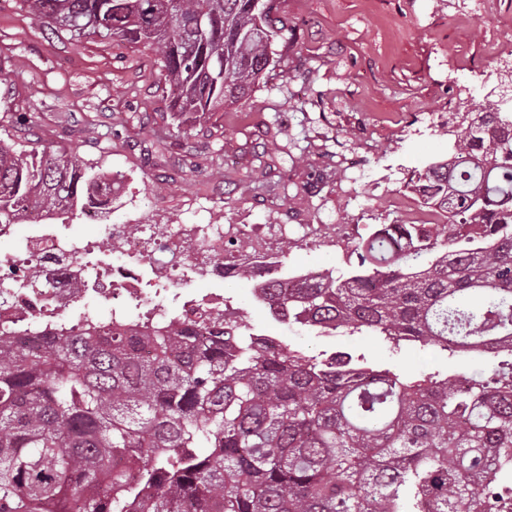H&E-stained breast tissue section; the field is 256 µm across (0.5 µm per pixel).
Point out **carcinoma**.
Returning a JSON list of instances; mask_svg holds the SVG:
<instances>
[{
    "label": "carcinoma",
    "mask_w": 512,
    "mask_h": 512,
    "mask_svg": "<svg viewBox=\"0 0 512 512\" xmlns=\"http://www.w3.org/2000/svg\"><path fill=\"white\" fill-rule=\"evenodd\" d=\"M76 40L143 44L190 128L244 99L288 28L275 0H24ZM410 182L446 223L379 226L346 274L258 282L294 322L456 355L512 356V116L487 112ZM112 213V172L0 138V224ZM149 355L140 354V347ZM405 379L173 317L0 344V512H512V360Z\"/></svg>",
    "instance_id": "1"
}]
</instances>
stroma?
Masks as SVG:
<instances>
[{
    "instance_id": "1",
    "label": "stroma",
    "mask_w": 512,
    "mask_h": 512,
    "mask_svg": "<svg viewBox=\"0 0 512 512\" xmlns=\"http://www.w3.org/2000/svg\"><path fill=\"white\" fill-rule=\"evenodd\" d=\"M293 46L285 80L271 70L239 104L213 112L167 147L169 93L160 56L142 45L74 41L42 27L24 0H0V137L50 151H75L125 177L113 205L121 224H346L368 238L400 211L413 171L447 157L448 114L470 87L476 112L500 85L491 51L512 40V0L487 13H463L460 0H276ZM36 114L35 123L26 115ZM288 171L297 197L277 181ZM281 248L308 270L347 272L351 248ZM224 292L255 333L309 355L342 350L344 330L328 336L301 324L282 327L256 301L252 281ZM366 366L406 377L490 371L495 359L450 356L382 337L357 335Z\"/></svg>"
}]
</instances>
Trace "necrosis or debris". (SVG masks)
I'll list each match as a JSON object with an SVG mask.
<instances>
[{
  "label": "necrosis or debris",
  "mask_w": 512,
  "mask_h": 512,
  "mask_svg": "<svg viewBox=\"0 0 512 512\" xmlns=\"http://www.w3.org/2000/svg\"><path fill=\"white\" fill-rule=\"evenodd\" d=\"M98 206H87L81 219L86 233L67 224H32L23 238L15 227L0 224V333L23 335L31 329L53 336L90 325L108 336L122 322L141 330L175 306L182 321L220 322L229 305L222 284L224 248L245 241L235 251L237 263L261 275L296 283L303 268L282 261L279 242L285 224H105ZM212 289L198 295L193 282ZM94 301L109 314L95 317L83 306Z\"/></svg>",
  "instance_id": "4bbe7bcc"
}]
</instances>
